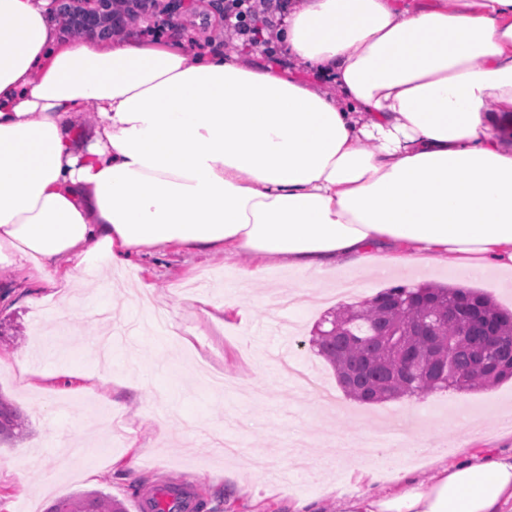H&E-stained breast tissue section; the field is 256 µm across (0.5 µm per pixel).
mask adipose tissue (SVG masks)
Listing matches in <instances>:
<instances>
[{
    "mask_svg": "<svg viewBox=\"0 0 512 512\" xmlns=\"http://www.w3.org/2000/svg\"><path fill=\"white\" fill-rule=\"evenodd\" d=\"M278 53L137 33L61 41L0 0V268L171 245L309 279L512 270V0H290ZM512 454L363 490L341 512H506Z\"/></svg>",
    "mask_w": 512,
    "mask_h": 512,
    "instance_id": "obj_1",
    "label": "adipose tissue"
}]
</instances>
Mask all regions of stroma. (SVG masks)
<instances>
[{
    "label": "stroma",
    "mask_w": 512,
    "mask_h": 512,
    "mask_svg": "<svg viewBox=\"0 0 512 512\" xmlns=\"http://www.w3.org/2000/svg\"><path fill=\"white\" fill-rule=\"evenodd\" d=\"M251 263L246 254L228 260L173 246L132 256L117 275L120 287L83 275L64 299L44 298L0 268V397L28 422L22 440L0 445V461L25 464L20 477L0 472V512H45L57 499L95 490L141 512L142 499L171 481L205 497L225 491V512H292L301 500L311 512H338L342 496L365 487L361 471L371 459L359 451L343 457L333 434L360 438L400 417L430 442H448L437 455L407 463L420 480H432L440 463L479 456L486 434L497 452L512 453V379L488 390L364 404L347 395L311 345L316 323L337 302L359 304L397 285L454 286L452 265L366 275L341 300L328 271L301 308L281 314L271 299L297 291L298 277L274 266L241 287L238 271ZM205 302L214 309L247 304L250 321L216 326L201 310ZM100 330L112 335L108 364L84 344ZM282 333L289 361L321 381L329 405L316 406L282 371L273 356ZM147 362L156 370L146 390L125 399L121 431L110 434L100 422L111 413L107 393ZM47 372L54 375L49 384ZM460 412L469 426L455 425ZM159 416L166 428H158ZM77 417L84 426L75 432ZM59 430L96 457L94 468L62 453Z\"/></svg>",
    "instance_id": "stroma-1"
}]
</instances>
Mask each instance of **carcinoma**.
I'll list each match as a JSON object with an SVG mask.
<instances>
[{"label": "carcinoma", "instance_id": "carcinoma-1", "mask_svg": "<svg viewBox=\"0 0 512 512\" xmlns=\"http://www.w3.org/2000/svg\"><path fill=\"white\" fill-rule=\"evenodd\" d=\"M490 326L503 346L480 360L481 327ZM451 344V368L403 376L393 363L399 350H413L434 363L439 353L426 335ZM313 346L336 371L355 399L374 404L437 389L484 390L512 378V314L486 295L465 288L422 285L387 288L367 302L349 306L316 325ZM26 429L25 418L0 397V441H15ZM46 512H126L112 496L79 493L56 500Z\"/></svg>", "mask_w": 512, "mask_h": 512}]
</instances>
